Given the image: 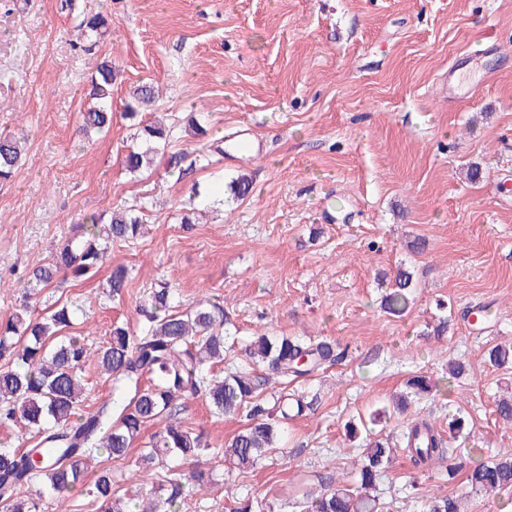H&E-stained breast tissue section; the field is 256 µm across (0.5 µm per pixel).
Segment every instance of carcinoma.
Listing matches in <instances>:
<instances>
[{
	"mask_svg": "<svg viewBox=\"0 0 512 512\" xmlns=\"http://www.w3.org/2000/svg\"><path fill=\"white\" fill-rule=\"evenodd\" d=\"M108 20L99 13L79 24L76 42L101 39ZM112 63L96 67L91 94L98 106L81 113L80 132H101L112 123L107 107L112 103ZM137 108L155 104V90L142 85L133 91ZM145 140L155 143L132 148L123 164L130 173L153 165L156 144L168 132L161 121L143 128ZM26 156V142L0 135V185L12 181ZM143 209L115 207L109 218L90 215L73 227L65 244L46 263L24 277L26 296L33 298L51 287L61 274L74 278L94 273L110 258L112 245L131 242L143 228ZM412 273L400 268L391 292L384 296L388 313L400 315L409 307ZM128 288L127 267L112 269L106 292L121 299ZM80 307L73 302H55L37 310L24 302L0 321V427L21 431V443L0 448V512H41V500L23 498V491L36 481L63 506L73 490L83 484L90 463L101 458H121L142 440L146 427H163L144 442L141 468L151 471L159 459L172 457L176 464L156 475L157 482L142 506L120 493L112 470L102 468L85 490L92 512H177L186 489L210 490L217 479L205 468L210 457L224 454V462L240 472L257 468L266 454L277 450L281 425L305 415L310 404L300 394H279L270 411L263 397L269 378L247 368L227 371L222 378L212 375L224 362V310L208 300L178 310L171 306L170 290L154 289L150 302L139 306L140 325L133 332L126 324L112 325L109 340L97 347L83 336L69 333ZM245 355L267 365L271 375L297 380L309 377L334 363L340 353L332 344L302 341L289 336L262 335L245 349ZM487 362L500 368L512 365V344H497L487 350ZM96 362L108 375L111 398L95 410L86 411L82 371ZM408 392L396 396V409L407 411L411 398L429 393L428 380L416 376L407 381ZM208 403L217 417L245 414L247 423L224 449L213 448L202 433L179 419L189 400ZM402 453L414 468L424 471L439 460H448V478L465 474L464 485L472 495L512 491V455L491 462H471L443 448V438L434 425L415 418L406 426L400 449L381 439L367 444L356 480L323 485L299 502V512H383L376 495V481L395 452ZM422 512H463L459 497L427 495Z\"/></svg>",
	"mask_w": 512,
	"mask_h": 512,
	"instance_id": "cac0c4a2",
	"label": "carcinoma"
}]
</instances>
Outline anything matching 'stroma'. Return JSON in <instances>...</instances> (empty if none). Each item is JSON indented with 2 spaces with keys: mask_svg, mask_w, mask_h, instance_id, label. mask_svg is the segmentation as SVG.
<instances>
[{
  "mask_svg": "<svg viewBox=\"0 0 512 512\" xmlns=\"http://www.w3.org/2000/svg\"><path fill=\"white\" fill-rule=\"evenodd\" d=\"M0 0V134L27 140L23 166L0 187V319L24 294L18 276L47 262L84 216L147 204V233L112 248L129 268L122 301L102 292L110 266L62 291L81 307L75 330L107 341L113 322L134 323L153 288L174 302L207 299L224 308L233 346L215 374L245 357L256 336L324 340L344 359L285 384L313 406L290 422L273 455L252 472L210 465L220 486L190 492L180 512H224L254 498L292 512L320 484L342 481L359 457L345 423L385 407L415 375L438 381L449 362L468 374L446 391L415 400L407 414L366 427L399 437L408 415L447 431L466 420L456 448L512 453V426L494 399L512 385L487 350L512 343V0ZM110 31L73 46L83 13ZM468 52L478 69L474 94L449 105L448 68ZM109 61V132L83 137L95 65ZM159 88L155 112L127 118L134 87ZM163 116L166 154L139 174L122 159L139 128ZM200 117L201 131L188 121ZM248 137L257 155L217 153L219 141ZM184 154L181 169L167 153ZM478 164L484 178L465 171ZM248 175L252 192L229 198ZM424 250L409 247L414 238ZM405 266L413 301L403 315L381 306L384 275ZM452 308L448 332L433 335ZM490 307L483 330L468 310ZM184 417L222 447L242 417L212 416L204 401ZM445 465L415 470L397 456L378 488L385 512H420L423 495L458 493Z\"/></svg>",
  "mask_w": 512,
  "mask_h": 512,
  "instance_id": "35a3bbf8",
  "label": "stroma"
}]
</instances>
